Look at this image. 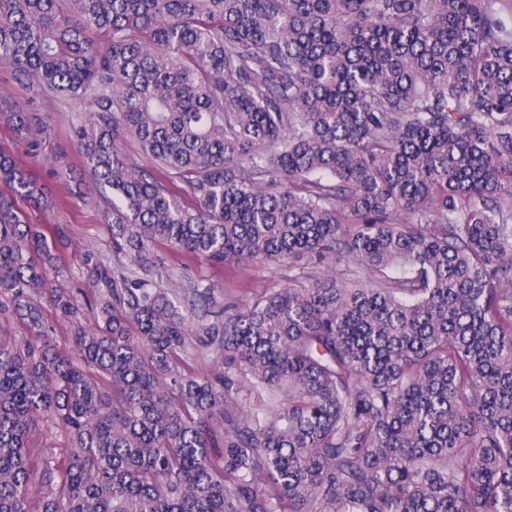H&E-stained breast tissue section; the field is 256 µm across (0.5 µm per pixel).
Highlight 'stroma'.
<instances>
[{"label":"stroma","instance_id":"1","mask_svg":"<svg viewBox=\"0 0 512 512\" xmlns=\"http://www.w3.org/2000/svg\"><path fill=\"white\" fill-rule=\"evenodd\" d=\"M0 91L20 107L36 102L51 123L49 136L31 155L12 127L0 120V149L13 154L49 193V207L34 208L24 201L19 202L18 207L28 223L55 224L61 228V235L50 240L53 251L61 258L60 279L80 283L77 253L88 245L98 248L110 266L124 263V255L116 253L112 247V226L106 217L109 206L96 189L72 140L71 123L76 114L71 101L52 92L32 96L25 84L14 79L12 68L1 64ZM158 254L170 272L186 271L196 279L241 288L250 294L284 283L289 275L288 267L279 264L253 267L242 262L212 269L187 262L184 256L165 248L159 249ZM29 448L35 463L47 461L55 468L66 465L72 452L67 435L45 418L40 419L31 432Z\"/></svg>","mask_w":512,"mask_h":512}]
</instances>
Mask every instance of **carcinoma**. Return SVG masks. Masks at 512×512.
Wrapping results in <instances>:
<instances>
[{
  "instance_id": "obj_1",
  "label": "carcinoma",
  "mask_w": 512,
  "mask_h": 512,
  "mask_svg": "<svg viewBox=\"0 0 512 512\" xmlns=\"http://www.w3.org/2000/svg\"><path fill=\"white\" fill-rule=\"evenodd\" d=\"M0 64L88 104L129 258L49 287L57 228L0 150V315L37 337L0 336V512L55 481L39 512H512V0H0ZM160 246L295 274L245 299ZM212 347L220 371L184 359ZM45 306V312L50 324L54 326L53 338L56 345L61 349L70 351V328L69 325L57 317L55 309L51 306L46 299L42 300ZM29 448L34 462L42 467L44 460L52 467H63L72 452L67 435L51 420L41 418L29 436Z\"/></svg>"
}]
</instances>
